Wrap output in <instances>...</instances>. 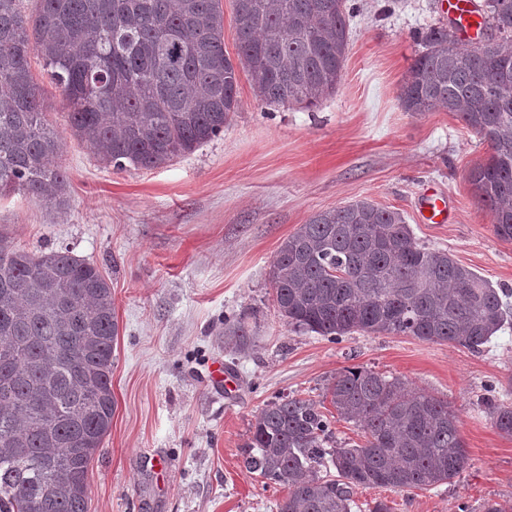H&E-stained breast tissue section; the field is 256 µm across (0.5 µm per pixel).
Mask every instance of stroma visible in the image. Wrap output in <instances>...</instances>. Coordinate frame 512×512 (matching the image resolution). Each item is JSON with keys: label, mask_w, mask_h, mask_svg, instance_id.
I'll list each match as a JSON object with an SVG mask.
<instances>
[{"label": "stroma", "mask_w": 512, "mask_h": 512, "mask_svg": "<svg viewBox=\"0 0 512 512\" xmlns=\"http://www.w3.org/2000/svg\"><path fill=\"white\" fill-rule=\"evenodd\" d=\"M349 52L334 95L316 108L268 105L240 75V109L220 137L154 169L116 170L64 134V102L40 57L31 70L44 121L63 133L67 204L18 193L0 200V231L33 252L60 248L93 262L112 287L118 336L115 412L88 470V512H277L286 487L242 464L256 415L285 397L321 400L343 369L408 380L451 402L468 463L431 490L355 489L353 512H484L512 501V437L484 406L512 401V326L487 349L355 332L332 342L289 326L273 303L281 243L315 213L367 198L400 212L417 243L448 251L512 294V240L499 239L475 200L469 170L489 146L447 110L404 111L403 79L432 25L454 27L441 0H348ZM445 192L447 224L419 216L428 187ZM244 318L238 353L224 323ZM222 362L237 379L208 381ZM169 461L168 470L152 460Z\"/></svg>", "instance_id": "obj_1"}]
</instances>
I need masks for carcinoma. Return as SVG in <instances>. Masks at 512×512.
<instances>
[{
    "mask_svg": "<svg viewBox=\"0 0 512 512\" xmlns=\"http://www.w3.org/2000/svg\"><path fill=\"white\" fill-rule=\"evenodd\" d=\"M237 58L224 52L222 0H0V198L65 206L61 135L44 126L29 66L39 56L67 102L66 130L101 164L158 168L219 137L239 110L238 70L266 104L310 108L334 94L349 46L346 0H233ZM498 38L461 47L421 36L400 89L407 112L458 115L490 154L468 174L494 233L512 240V0H486ZM274 304L289 325L340 341L356 331L477 351L512 306L448 252L418 245L404 216L368 199L314 214L278 250ZM234 349L251 337L226 326ZM118 322L99 268L68 249L41 255L0 232V512H87L89 465L112 426ZM363 444L326 448L331 420L311 399L267 404L244 467L288 487L278 512H352L356 488L450 484L468 456L447 401L399 377L351 368L325 389ZM512 437V404L485 400ZM330 458L337 476L318 467Z\"/></svg>",
    "mask_w": 512,
    "mask_h": 512,
    "instance_id": "obj_1",
    "label": "carcinoma"
}]
</instances>
